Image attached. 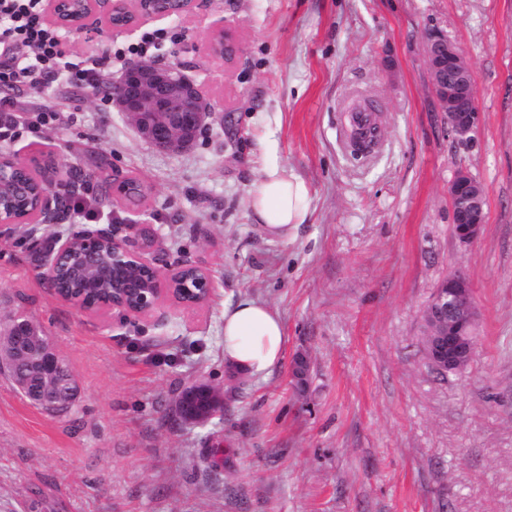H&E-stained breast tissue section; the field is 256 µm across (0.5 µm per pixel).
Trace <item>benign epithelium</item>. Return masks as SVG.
<instances>
[{
    "label": "benign epithelium",
    "mask_w": 512,
    "mask_h": 512,
    "mask_svg": "<svg viewBox=\"0 0 512 512\" xmlns=\"http://www.w3.org/2000/svg\"><path fill=\"white\" fill-rule=\"evenodd\" d=\"M48 0V21L76 37L90 29L89 19L96 15L115 31L132 29L146 21L182 19L192 12L194 0H136L133 18L115 26V10L126 0ZM223 47H218V43ZM211 45L212 52L232 62L240 46L229 34ZM425 52L435 98L446 117L448 134L458 141H471L481 124L474 93L471 63L448 37L428 36ZM112 108L121 113L139 137L152 148L165 153H180L194 143L203 128L217 118L215 104L207 98L204 86L181 68L156 62H138L124 69L112 82ZM34 169L7 148L0 149V183L15 169ZM44 190L38 198L36 214L19 218L0 208V224L23 225L27 237L39 244L43 226L61 223L67 211L68 195L76 188L72 166L56 160L41 173ZM453 214V233L462 245H469L483 234L486 224V189L466 169H459L448 184ZM161 230L153 224H128L116 217L104 227L74 224L65 234L56 236L46 255L42 278L55 295L75 309L89 314L118 312L126 320L151 317L170 301L186 307L207 303L217 290L211 272L192 260L178 261L162 273L158 266L161 253L155 250ZM78 286L100 287L112 281L111 293L94 305L82 296L57 291L58 278ZM478 309L469 278L453 272L435 288L422 312L423 346L426 363L439 374L459 372L471 362L475 348L469 339L476 327ZM37 325L24 316L14 317L4 330L9 339L0 352V372L21 375L20 389L36 407L66 411L78 400L79 387L66 361L49 342H34ZM310 362L304 355L295 357L292 373L303 383L308 380ZM206 388L213 396L212 409L206 415L192 416L186 403H175L172 417L178 423L205 425L224 411V400L208 384L193 382L188 390Z\"/></svg>",
    "instance_id": "obj_1"
}]
</instances>
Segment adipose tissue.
Returning a JSON list of instances; mask_svg holds the SVG:
<instances>
[{
  "label": "adipose tissue",
  "mask_w": 512,
  "mask_h": 512,
  "mask_svg": "<svg viewBox=\"0 0 512 512\" xmlns=\"http://www.w3.org/2000/svg\"><path fill=\"white\" fill-rule=\"evenodd\" d=\"M309 199L306 183L268 170L250 200L253 220L273 240L288 241L303 224ZM286 342L279 314L266 303L242 299L224 308V361L237 372L265 376L282 360Z\"/></svg>",
  "instance_id": "1"
}]
</instances>
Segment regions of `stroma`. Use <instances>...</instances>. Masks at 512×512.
<instances>
[{
	"mask_svg": "<svg viewBox=\"0 0 512 512\" xmlns=\"http://www.w3.org/2000/svg\"><path fill=\"white\" fill-rule=\"evenodd\" d=\"M177 21L66 36L73 55L111 45L113 72L143 32L170 35L151 58L205 81L223 121L190 150L142 141L107 100L53 83L12 91L24 114L7 142L20 158L109 164L113 185L79 191L87 225L156 224L169 263L216 283L205 305L146 320L82 313L40 276L23 228L0 232V325L23 315L68 363L74 412L31 405L0 374V512H512V0H195ZM239 40L214 56L213 24ZM438 31L470 60L480 129L448 136L425 43ZM59 99L38 121L37 109ZM379 106L371 156L347 151L344 109ZM278 168L309 187L305 224L269 240L250 199ZM467 169L487 190L473 244L453 235L448 184ZM150 192L132 204L117 185ZM463 271L479 311L475 357L440 376L425 364L421 315ZM267 303L284 325L283 359L250 377L224 363V307ZM310 358L305 389L291 366ZM224 394L204 427L176 426L189 383Z\"/></svg>",
	"mask_w": 512,
	"mask_h": 512,
	"instance_id": "35a3bbf8",
	"label": "stroma"
}]
</instances>
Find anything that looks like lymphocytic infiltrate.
<instances>
[{"label":"lymphocytic infiltrate","mask_w":512,"mask_h":512,"mask_svg":"<svg viewBox=\"0 0 512 512\" xmlns=\"http://www.w3.org/2000/svg\"><path fill=\"white\" fill-rule=\"evenodd\" d=\"M63 33L44 19L43 0H0V88L38 89L55 81L104 90L112 51L65 55Z\"/></svg>","instance_id":"obj_1"}]
</instances>
